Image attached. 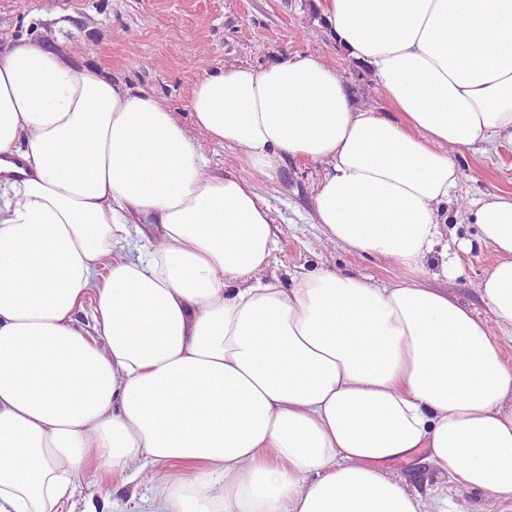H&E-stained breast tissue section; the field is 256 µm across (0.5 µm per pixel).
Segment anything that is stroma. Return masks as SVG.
I'll list each match as a JSON object with an SVG mask.
<instances>
[{
    "label": "stroma",
    "instance_id": "obj_1",
    "mask_svg": "<svg viewBox=\"0 0 512 512\" xmlns=\"http://www.w3.org/2000/svg\"><path fill=\"white\" fill-rule=\"evenodd\" d=\"M310 0H71L57 7L51 0H0V47L21 38H35L52 48L101 64L130 86L154 93L159 103L183 124L189 88L214 67H262L283 54L312 56L335 66L355 103L378 112L387 108L369 71L357 68L312 24ZM462 178L456 200L448 206V222L458 225L448 253L459 256L462 271L447 278L440 255L431 256L422 282L448 290L462 304L486 319L492 334L503 327L493 321L478 285L493 262L489 245L466 228L471 204L490 193L512 192V144L488 153L458 155ZM325 172L322 163L286 158L275 178L253 175L258 193L270 208L274 249L262 278L289 282L293 275L324 267L388 283L403 270L373 255L349 253L329 239L315 221V188ZM388 474L407 490L430 499L447 487L453 512H512V502L488 492L459 490L450 474L440 472L420 451L385 464ZM149 484H124L106 477L79 485L74 512H145Z\"/></svg>",
    "mask_w": 512,
    "mask_h": 512
}]
</instances>
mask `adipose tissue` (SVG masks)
<instances>
[{"mask_svg":"<svg viewBox=\"0 0 512 512\" xmlns=\"http://www.w3.org/2000/svg\"><path fill=\"white\" fill-rule=\"evenodd\" d=\"M388 109L334 66L213 68L186 107L70 52L0 51V512H64L86 473L190 468L149 512H421L385 463L426 451L512 500V364L448 292L318 268L263 280L273 234L249 173L325 163V234L419 271L455 157L512 143V0H315ZM232 149L211 175L189 135ZM160 245L116 254L129 221ZM479 283L512 325V193L474 203ZM94 296V329L74 315Z\"/></svg>","mask_w":512,"mask_h":512,"instance_id":"obj_1","label":"adipose tissue"}]
</instances>
